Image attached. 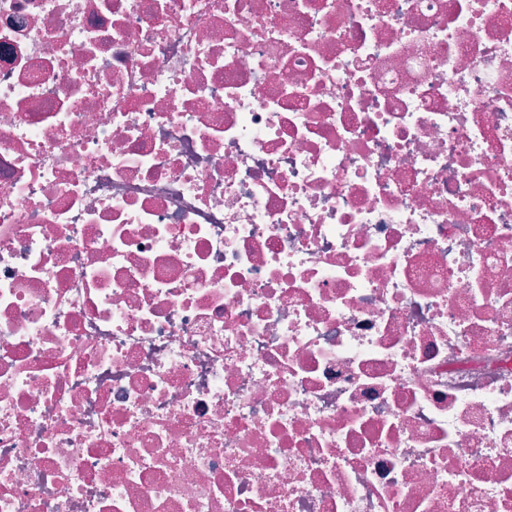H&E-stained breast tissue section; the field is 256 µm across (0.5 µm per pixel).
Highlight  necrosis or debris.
<instances>
[{
  "instance_id": "obj_1",
  "label": "necrosis or debris",
  "mask_w": 512,
  "mask_h": 512,
  "mask_svg": "<svg viewBox=\"0 0 512 512\" xmlns=\"http://www.w3.org/2000/svg\"><path fill=\"white\" fill-rule=\"evenodd\" d=\"M0 512H512V0H0Z\"/></svg>"
}]
</instances>
